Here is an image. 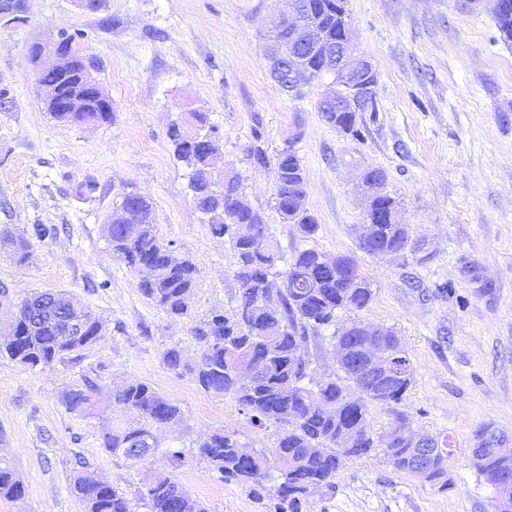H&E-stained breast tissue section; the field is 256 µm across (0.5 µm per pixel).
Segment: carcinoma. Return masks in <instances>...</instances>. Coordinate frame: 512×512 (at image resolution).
<instances>
[{
    "instance_id": "1",
    "label": "carcinoma",
    "mask_w": 512,
    "mask_h": 512,
    "mask_svg": "<svg viewBox=\"0 0 512 512\" xmlns=\"http://www.w3.org/2000/svg\"><path fill=\"white\" fill-rule=\"evenodd\" d=\"M302 23L273 22L268 34L267 57L270 72L282 90H288V71L280 67L276 45L284 38L296 37L300 44L301 66L318 79L327 74L339 79L342 73L369 75L377 85V72L370 62H346L340 54L347 40L350 16L347 0H295ZM490 10L502 40L512 43V0H492ZM315 30L323 41L319 50L304 41L302 32ZM330 124L341 131L359 134L358 112H375L376 93L365 97L359 108H340L324 100L318 104ZM53 119L67 124L108 123L111 112H53ZM193 128L216 132L205 112H192L190 118L172 122L168 139L174 154L187 169L188 187L197 209L210 216L211 232L228 237L236 256L235 280L238 284L237 308L243 314L226 316L218 311L193 327L199 349L198 361L189 366L181 351L172 347L163 354V363L171 370H186L206 392L231 396L248 411L259 425L279 426L273 455L287 461L282 470L269 465L263 454L244 455L234 435L218 430L199 445V453L212 465L224 482H234L249 489L259 501L269 500L271 512H303L308 489H331L345 459L370 456L380 451L391 466L411 474L409 443L400 430L406 424L401 412L379 440L368 431L370 406L389 408L404 399L413 384L414 368L404 355L408 375L367 379L362 373V348L368 339L363 322L352 321L336 326L337 314L343 310L360 311L372 299L371 284L361 276L352 258L339 255L330 261L313 248L297 249L285 269L279 243L269 230L264 215L241 200V182L230 175L224 185L210 179L216 163L211 148L188 137ZM275 208L285 224L305 239L318 230L317 217L306 205V174L296 152L288 147L275 158ZM385 180L380 168L366 170L361 177V192L367 198L365 232L359 235V247L372 255L389 256L407 261L412 257L423 262L422 249L406 225L397 219L395 198L378 191ZM122 201L108 218L107 234L113 255L128 267L144 273L143 294L164 312L185 316L196 285V265L161 243L157 236L152 202L132 192L121 195ZM141 226L129 237L122 232L128 223L126 213ZM250 224L255 233L240 237L235 225ZM0 247L20 261L30 255V242L10 235L0 237ZM21 317L12 326L13 341L0 343V357L28 368L41 370L78 354L101 338L99 322L92 310L78 297L66 292H37L23 300L18 308ZM82 320L83 333L74 339L63 332L62 320ZM333 329L334 348L344 352L338 362L342 375L316 385L306 386L310 360L306 357L310 341L325 329ZM249 368L252 382L243 385L239 370ZM96 384L86 380L66 390L63 401L68 410L90 415L96 411ZM117 403L139 412L148 426L116 429L105 433L100 447L113 456L134 464L148 458L157 448L152 428L175 422L181 414L178 404L142 382L122 386L115 394ZM438 449L433 459L432 475L427 481L441 488L448 486V455L440 443L428 437ZM478 472L494 489L512 498V462L500 459L490 445L481 449ZM71 494L85 512H206L174 477H159L147 483L132 499L98 475L80 465L70 487ZM25 496V487L14 469L0 461V497L17 500Z\"/></svg>"
}]
</instances>
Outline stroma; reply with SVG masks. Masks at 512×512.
<instances>
[{
	"instance_id": "1",
	"label": "stroma",
	"mask_w": 512,
	"mask_h": 512,
	"mask_svg": "<svg viewBox=\"0 0 512 512\" xmlns=\"http://www.w3.org/2000/svg\"><path fill=\"white\" fill-rule=\"evenodd\" d=\"M285 0H29L22 24H0V231L29 236V261L0 250V323L33 292L78 295L105 326L103 338L44 370L0 358V459L23 482L22 499L0 512H83L69 490L76 461L136 496L146 479L172 475L208 512H265L247 488L219 481L199 454L205 437L234 433L247 451L272 453L278 428L258 427L231 396L202 390L164 352L198 359L191 329L235 310V254L195 206L187 170L167 137L172 121L208 113L222 157L213 173H238L244 201L260 211L285 254L313 247L354 258L373 289L370 304L339 313L393 330L414 366L399 406L411 428L448 444L450 486L442 490L396 471L382 456L345 460L332 490L309 495L308 512H494L495 493L471 462L477 431L512 441V43L492 13L472 0H348L355 54L378 73L377 111L361 115V136L328 124L319 101L327 75L288 95L268 72L265 34ZM79 34L112 101L109 123L66 125L46 112L27 48L58 33ZM268 157L293 146L307 174L306 202L320 229L303 241L274 207ZM379 167L384 192L401 203V223L426 243L424 262L399 264L359 249L365 202L361 173ZM97 184L82 195L86 181ZM153 203L157 233L197 266L188 315H168L141 291V275L114 257L107 217L123 190ZM478 266L481 283L464 274ZM306 384L339 375L329 331L309 348ZM93 380L98 414L66 409L69 387ZM149 384L176 402L181 418L157 430L145 465L109 455L99 436L145 420L115 402L126 382ZM183 454L174 463L170 451Z\"/></svg>"
}]
</instances>
